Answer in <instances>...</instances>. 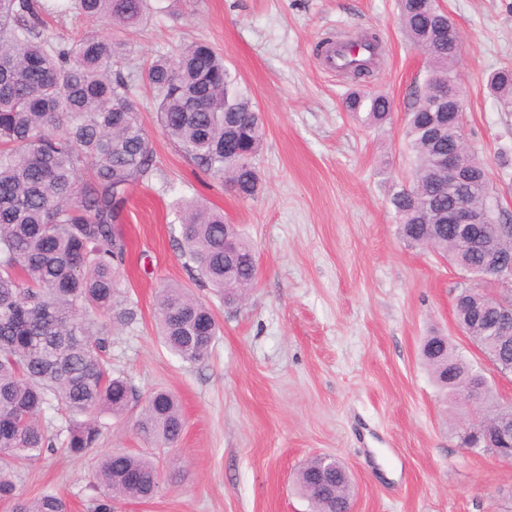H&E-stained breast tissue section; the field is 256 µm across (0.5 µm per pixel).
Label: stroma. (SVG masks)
<instances>
[{
  "instance_id": "stroma-1",
  "label": "stroma",
  "mask_w": 512,
  "mask_h": 512,
  "mask_svg": "<svg viewBox=\"0 0 512 512\" xmlns=\"http://www.w3.org/2000/svg\"><path fill=\"white\" fill-rule=\"evenodd\" d=\"M463 37L458 65L467 140L489 165L497 213L512 220V112L486 82L512 64V0H440ZM147 21L121 31L134 64L181 43L206 42L261 113L260 188L244 200L189 162L161 131L154 101L133 72L134 99L162 175L129 190L120 226L119 287L135 320L112 330V368L139 397L172 391L186 422L160 453V491L116 512H309L292 484L309 458L335 455L354 478V512H512V463L462 447L459 426L478 405L450 401L422 357L426 337L480 353L454 322L469 282L436 253L397 234L390 196L411 178L404 137L411 93L429 62L404 35L397 0H149ZM343 33L378 34L373 81L325 71L315 46ZM387 95L392 115L348 111L351 94ZM199 198L253 245L260 272L242 304L225 305L189 276L173 204ZM189 288L221 332L208 358L188 364L162 344L157 291ZM148 452L129 417L112 418L100 443L73 459L46 457L21 472L20 491L65 497L86 512L99 455Z\"/></svg>"
}]
</instances>
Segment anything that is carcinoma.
I'll return each instance as SVG.
<instances>
[{
    "mask_svg": "<svg viewBox=\"0 0 512 512\" xmlns=\"http://www.w3.org/2000/svg\"><path fill=\"white\" fill-rule=\"evenodd\" d=\"M400 25L423 50L429 68L423 88L454 85L462 90L457 64L463 45L438 43L435 30L448 22L438 0H399ZM75 10L101 17L122 29L140 25L147 0H59L55 13ZM42 0H0V503L9 512H69L65 498L44 492L25 498L18 492L19 468L62 448L81 457L99 445L101 416L135 413L134 428L146 441L170 448L180 440L184 418L178 398L157 390L139 404L128 378L112 370L114 324L134 319L118 307V267L124 242L117 218L129 187L157 175L152 141L132 101L130 49L113 37L86 35L71 41L46 34ZM143 81L156 103L164 135L203 172L224 182L242 199L253 198L260 177L255 167L265 137L251 97L238 89L222 58L205 43H191L176 57H160L145 69ZM501 110L512 112V65L488 79ZM391 101L370 98L368 119L391 117ZM441 113L415 92L406 113L409 147L415 155L412 180L392 193L398 234L412 247H426L456 262L460 254L448 236V205L462 196L495 219L486 161L470 151V181L439 192L434 177L448 152V129ZM238 134V151H224V137ZM179 234L187 267L217 292L224 281L237 298L250 288L254 270L246 264L224 273V237L239 258L255 255L251 243L224 220V213L190 198L179 203ZM512 295L495 288H463L456 317L466 336L493 370L512 375V336L495 333L496 306ZM155 320L166 348L181 361L208 358L221 332L211 308L187 289L165 286L155 303ZM423 360L435 383L462 395L472 379L485 375L446 336L427 337ZM485 415L470 430L491 437L512 426V406L486 384ZM64 424L49 429L46 413ZM163 482L158 460L110 451L98 460L90 512H115V502L144 500ZM295 483L320 512L314 498L322 484L336 487L343 512L353 497L348 469L327 455L308 460Z\"/></svg>",
    "mask_w": 512,
    "mask_h": 512,
    "instance_id": "obj_1",
    "label": "carcinoma"
}]
</instances>
